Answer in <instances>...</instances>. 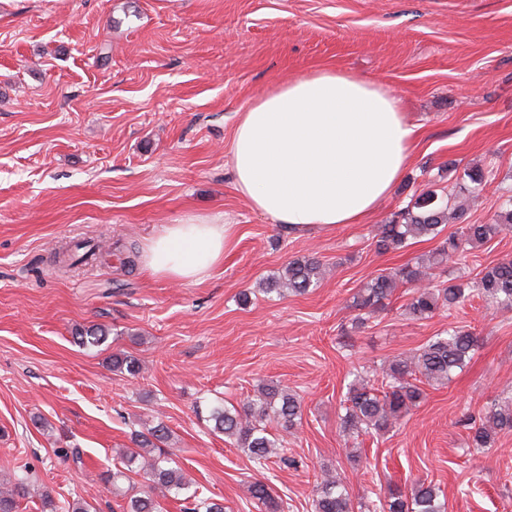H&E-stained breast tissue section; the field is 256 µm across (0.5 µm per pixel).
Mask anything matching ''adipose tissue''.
I'll use <instances>...</instances> for the list:
<instances>
[{
	"mask_svg": "<svg viewBox=\"0 0 512 512\" xmlns=\"http://www.w3.org/2000/svg\"><path fill=\"white\" fill-rule=\"evenodd\" d=\"M415 128L381 85L323 69L297 77L238 113L234 181L251 209L296 231L362 223L412 158ZM233 225L187 216L150 239V274L202 283L224 259Z\"/></svg>",
	"mask_w": 512,
	"mask_h": 512,
	"instance_id": "ef3b65f1",
	"label": "adipose tissue"
}]
</instances>
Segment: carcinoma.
Wrapping results in <instances>:
<instances>
[{"label": "carcinoma", "instance_id": "carcinoma-1", "mask_svg": "<svg viewBox=\"0 0 512 512\" xmlns=\"http://www.w3.org/2000/svg\"><path fill=\"white\" fill-rule=\"evenodd\" d=\"M449 200L438 197L432 191L417 197L414 203L400 213V220L384 224L377 241L383 252L397 251L406 246L411 237H442L427 260L406 264L392 271L381 273L366 282L353 296V307L359 311L373 312L397 288L411 290L406 306L407 314L414 320H426L439 311H447L478 297L490 306L512 310V259L506 258L480 272V276L465 286L455 278L439 283H424L430 278L428 270L448 263L452 257L463 253L467 247L491 241L504 228L512 227V208L496 215L489 224H463L456 231L442 236L448 222ZM320 260L307 255L288 262L281 276L271 279L265 292H277L286 288L295 294H305L322 279ZM110 330L103 326L87 327L77 332L74 339L86 348L104 344ZM479 337L469 330L450 327L431 337L414 354L393 357L382 375L371 379L357 376L349 384L343 430L353 434L381 435L396 426L398 421L424 399L421 385L445 384L455 370L463 368ZM112 370L135 377L140 372L139 361L122 352L112 354ZM300 397L277 383L261 384L254 394L247 396L239 406L231 408L222 403L211 407L207 421L212 431L224 434L229 442L241 449L255 465L263 467L273 457V449L279 439L268 430L267 424L275 423L285 432L291 431L301 418ZM469 430V442L473 448H490L500 433H512V399L495 405L486 415L477 419L464 418ZM135 447L123 452L128 465L136 466L135 474L144 482V490L130 486L120 487L119 482L131 481L124 471L106 474L105 483L112 491L126 499L123 512H164L163 500L181 495L193 501L186 512H224V504L199 495L191 489L180 467L174 465L165 449L169 441V428L163 423L145 430L134 431ZM28 495L25 478L0 481V512H18L21 499ZM251 495L264 507L265 512H281L282 505L272 496L267 484L255 479ZM42 512H90V504L74 500L59 507L48 493L42 495ZM314 512H446L440 501L438 486L417 482L411 493L391 489L383 499L375 502L366 499L354 505L347 484L326 470L317 485L313 502Z\"/></svg>", "mask_w": 512, "mask_h": 512}]
</instances>
